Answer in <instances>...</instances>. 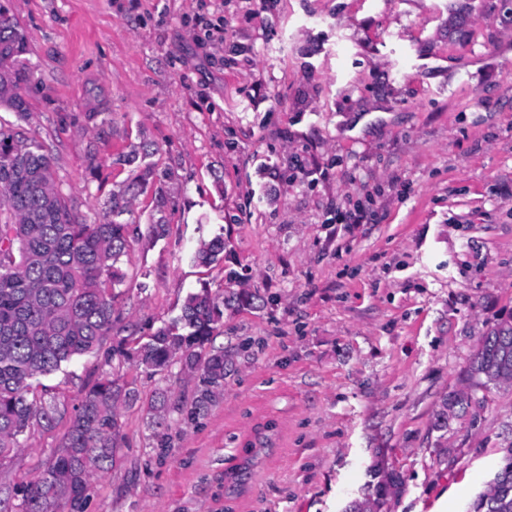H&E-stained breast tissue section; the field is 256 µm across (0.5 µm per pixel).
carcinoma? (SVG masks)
Listing matches in <instances>:
<instances>
[{
	"mask_svg": "<svg viewBox=\"0 0 512 512\" xmlns=\"http://www.w3.org/2000/svg\"><path fill=\"white\" fill-rule=\"evenodd\" d=\"M22 27L0 4V108L24 115L20 86L27 78ZM131 201L112 199V219L78 220L54 178L44 145L20 131L0 128V463L21 447L19 438L50 432L67 421V432L41 472L22 487L21 512H84L91 479L112 469L123 447L122 412L146 407L157 445L170 447L171 414L205 417L224 393L232 363L214 345L224 312L251 305L259 296L231 284L216 295L189 292L180 314L144 337L137 324L122 323L115 302L123 274L117 264L148 236L168 235L166 224L146 228L122 222ZM224 235L200 239L190 263L209 267L224 260ZM112 337L107 358L152 376L171 371L196 380L192 401L176 404L166 390L143 399L135 382L119 374L97 379L70 407L41 382L74 358L98 351ZM473 378L512 384V317L481 340L471 363ZM474 512H512V457L479 497Z\"/></svg>",
	"mask_w": 512,
	"mask_h": 512,
	"instance_id": "1",
	"label": "carcinoma"
}]
</instances>
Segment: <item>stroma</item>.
Segmentation results:
<instances>
[{"mask_svg":"<svg viewBox=\"0 0 512 512\" xmlns=\"http://www.w3.org/2000/svg\"><path fill=\"white\" fill-rule=\"evenodd\" d=\"M0 4L29 48V110L0 126L44 143L73 212L110 220L156 171L123 219L170 232L121 259L124 320L161 326L231 270L266 301L225 316L224 394L170 447L124 411L85 512H473L512 448V386L468 374L512 314V0ZM220 232L223 263L184 261ZM126 371L84 355L48 383L73 405ZM66 430L0 463L11 512Z\"/></svg>","mask_w":512,"mask_h":512,"instance_id":"1","label":"stroma"}]
</instances>
